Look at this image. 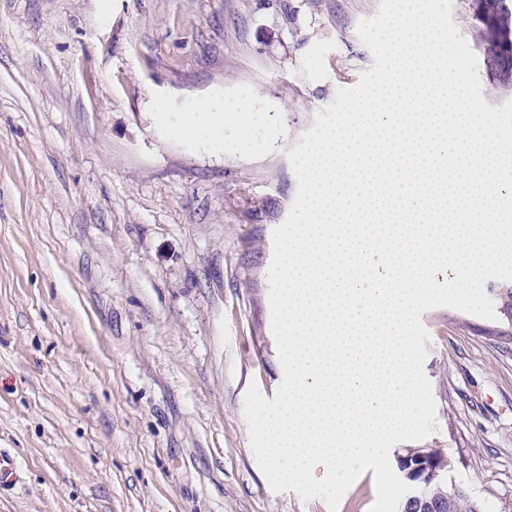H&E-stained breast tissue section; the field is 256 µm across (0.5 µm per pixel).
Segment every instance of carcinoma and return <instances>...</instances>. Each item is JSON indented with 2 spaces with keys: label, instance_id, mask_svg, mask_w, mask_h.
Returning a JSON list of instances; mask_svg holds the SVG:
<instances>
[{
  "label": "carcinoma",
  "instance_id": "1",
  "mask_svg": "<svg viewBox=\"0 0 512 512\" xmlns=\"http://www.w3.org/2000/svg\"><path fill=\"white\" fill-rule=\"evenodd\" d=\"M474 17L483 43L484 54L492 74L507 80L512 75V0H473ZM491 298L504 323L490 336L512 338V282L496 283L489 289ZM441 493L447 495L446 512H477V504L462 487H448L440 482Z\"/></svg>",
  "mask_w": 512,
  "mask_h": 512
}]
</instances>
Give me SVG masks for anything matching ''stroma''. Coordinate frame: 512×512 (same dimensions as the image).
<instances>
[{
  "instance_id": "35a3bbf8",
  "label": "stroma",
  "mask_w": 512,
  "mask_h": 512,
  "mask_svg": "<svg viewBox=\"0 0 512 512\" xmlns=\"http://www.w3.org/2000/svg\"><path fill=\"white\" fill-rule=\"evenodd\" d=\"M380 0H0V512H329L272 490L244 416L288 153L374 59ZM452 20L484 100L472 0ZM224 122V144L208 128ZM448 482L512 512V341L423 313Z\"/></svg>"
}]
</instances>
